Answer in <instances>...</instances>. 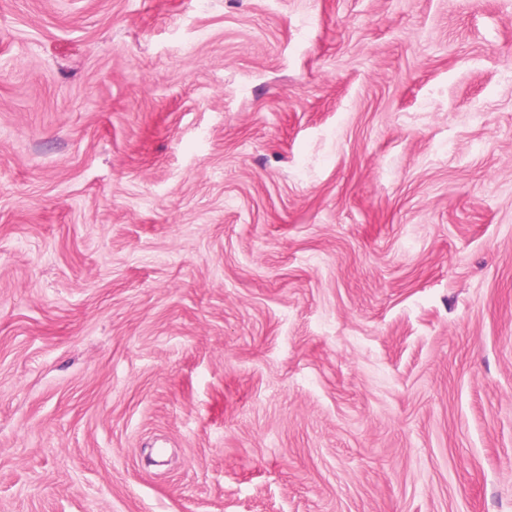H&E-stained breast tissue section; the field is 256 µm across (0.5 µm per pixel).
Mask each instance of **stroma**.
Segmentation results:
<instances>
[{"label": "stroma", "mask_w": 512, "mask_h": 512, "mask_svg": "<svg viewBox=\"0 0 512 512\" xmlns=\"http://www.w3.org/2000/svg\"><path fill=\"white\" fill-rule=\"evenodd\" d=\"M0 512H512V0H0Z\"/></svg>", "instance_id": "stroma-1"}]
</instances>
